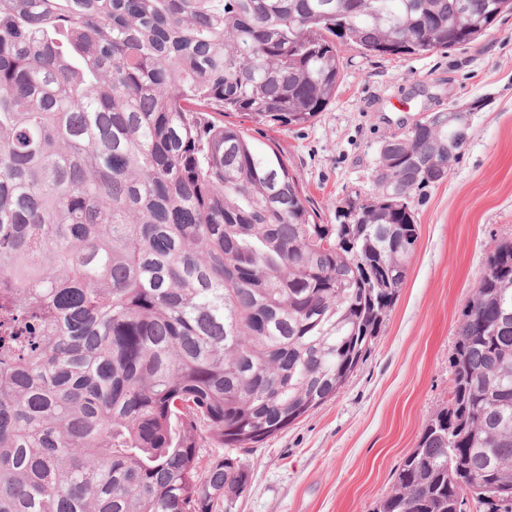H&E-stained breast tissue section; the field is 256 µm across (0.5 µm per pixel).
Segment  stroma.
Segmentation results:
<instances>
[{
    "label": "stroma",
    "instance_id": "35a3bbf8",
    "mask_svg": "<svg viewBox=\"0 0 512 512\" xmlns=\"http://www.w3.org/2000/svg\"><path fill=\"white\" fill-rule=\"evenodd\" d=\"M336 98L312 123L265 127L230 115L257 144L283 149L320 223L372 192L385 141L426 115L479 102L443 184L415 201L419 239L377 338L336 397L257 447L232 512H374L426 420L448 404L458 324L497 241L512 238V15L466 46L425 56L340 48Z\"/></svg>",
    "mask_w": 512,
    "mask_h": 512
}]
</instances>
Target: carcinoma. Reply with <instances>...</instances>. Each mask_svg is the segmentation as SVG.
Masks as SVG:
<instances>
[{
    "label": "carcinoma",
    "mask_w": 512,
    "mask_h": 512,
    "mask_svg": "<svg viewBox=\"0 0 512 512\" xmlns=\"http://www.w3.org/2000/svg\"><path fill=\"white\" fill-rule=\"evenodd\" d=\"M512 0H0V512H217L252 448L335 397L467 142L386 141L320 224L279 149L340 46L422 56ZM448 406L374 512H512V239L462 315Z\"/></svg>",
    "instance_id": "cac0c4a2"
}]
</instances>
